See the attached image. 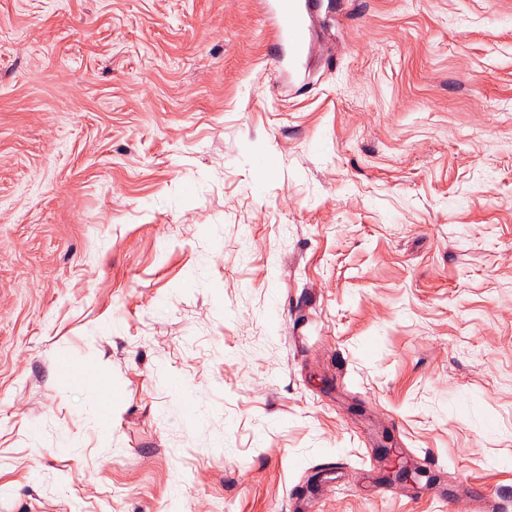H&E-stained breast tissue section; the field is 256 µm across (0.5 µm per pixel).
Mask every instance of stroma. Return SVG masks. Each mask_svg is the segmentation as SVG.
I'll return each instance as SVG.
<instances>
[{"mask_svg":"<svg viewBox=\"0 0 512 512\" xmlns=\"http://www.w3.org/2000/svg\"><path fill=\"white\" fill-rule=\"evenodd\" d=\"M312 41L0 0V512H512V0ZM81 381L88 395L95 401L104 403L108 402L104 413H99L97 425L100 426L105 422L112 423V404L110 403V395L106 390V385L102 376L96 371L84 370L82 372Z\"/></svg>","mask_w":512,"mask_h":512,"instance_id":"obj_1","label":"stroma"}]
</instances>
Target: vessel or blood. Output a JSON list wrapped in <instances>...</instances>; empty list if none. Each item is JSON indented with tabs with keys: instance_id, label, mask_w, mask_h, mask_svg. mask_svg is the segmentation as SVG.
Returning a JSON list of instances; mask_svg holds the SVG:
<instances>
[{
	"instance_id": "1",
	"label": "vessel or blood",
	"mask_w": 512,
	"mask_h": 512,
	"mask_svg": "<svg viewBox=\"0 0 512 512\" xmlns=\"http://www.w3.org/2000/svg\"><path fill=\"white\" fill-rule=\"evenodd\" d=\"M260 5L275 44L288 46L289 66H302L307 54V18L318 0H260Z\"/></svg>"
}]
</instances>
